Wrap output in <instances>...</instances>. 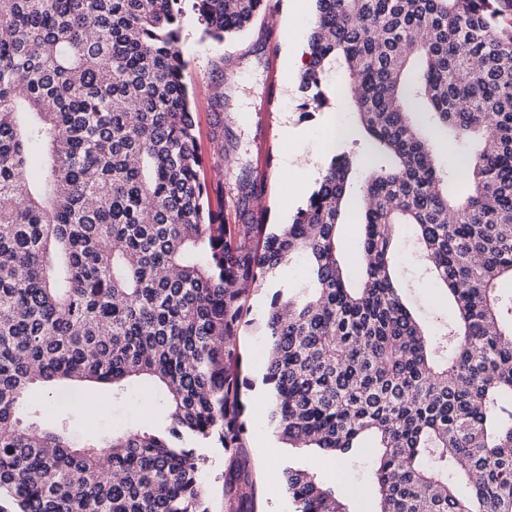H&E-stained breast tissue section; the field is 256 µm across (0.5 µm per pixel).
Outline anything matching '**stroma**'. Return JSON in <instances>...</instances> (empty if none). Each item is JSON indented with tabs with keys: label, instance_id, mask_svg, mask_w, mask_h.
<instances>
[{
	"label": "stroma",
	"instance_id": "1",
	"mask_svg": "<svg viewBox=\"0 0 512 512\" xmlns=\"http://www.w3.org/2000/svg\"><path fill=\"white\" fill-rule=\"evenodd\" d=\"M314 12V0H274L272 13L280 18V25L267 31L250 29L229 43L201 39L195 15L190 11L185 14L182 48L196 103L198 148L205 161L204 177L210 187L211 204L213 208L223 209L226 223L240 221L238 208L223 196L225 183L236 176L268 175L263 203L270 208L269 221L288 224L306 203L313 185L293 175L285 162L287 153L298 146L319 148L318 165L323 168L334 149L359 152L365 146L364 141L356 142L349 137L338 140L333 147L321 143L330 123L347 127L354 124L353 114L341 99V72L327 77L329 103L315 110L306 105L300 73L288 67L284 47L292 38L299 45H306ZM219 82L223 83L225 92L223 100L217 101L212 88ZM271 86L277 89L278 101L269 114L265 111V94ZM218 139L224 142V164L216 175L212 172L213 149ZM475 145V140L461 139L452 146L439 147L438 164L448 174L449 192L456 195L466 192L469 161ZM397 235L398 270L416 312L437 327L451 322L454 309L423 275L409 228L400 227ZM304 275V264L297 260L278 268L270 281L252 289L247 299L249 311L238 336L242 374L251 383L244 392L248 436L243 458L253 478L257 512H294L291 500L280 486L284 470L298 463L316 471L326 481L362 488L363 495L354 505L355 512H377L370 457L336 458L288 447L270 421L272 400L267 397L268 387L262 381L263 355L270 342L264 317L275 291L284 286L300 287ZM100 397L103 410L90 414L75 400L46 407L43 394L36 391L22 408L21 419L26 424H39L46 415L56 416L80 444L94 438H108L132 423L152 428L167 421L162 401L144 396L141 389H133L118 400L108 391L101 392Z\"/></svg>",
	"mask_w": 512,
	"mask_h": 512
}]
</instances>
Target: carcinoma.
Segmentation results:
<instances>
[{"label": "carcinoma", "mask_w": 512, "mask_h": 512, "mask_svg": "<svg viewBox=\"0 0 512 512\" xmlns=\"http://www.w3.org/2000/svg\"><path fill=\"white\" fill-rule=\"evenodd\" d=\"M222 42L267 0H0V512H210L204 448L246 447L245 284L295 257L277 290L263 383L291 448L369 454L378 512H512V0H315L302 89L326 104L341 66L363 155L334 154L289 224L209 204L182 50L186 2ZM428 123L473 138L472 190L448 196ZM364 206L353 276L337 235L353 175ZM264 194L242 177L236 203ZM408 224L457 317L438 336L399 282ZM161 391L170 421L77 446L24 427L34 387ZM254 512L249 472L222 473ZM294 512H354L306 467Z\"/></svg>", "instance_id": "cac0c4a2"}]
</instances>
